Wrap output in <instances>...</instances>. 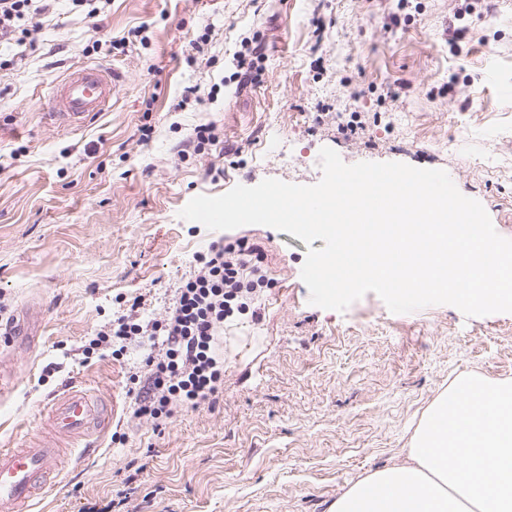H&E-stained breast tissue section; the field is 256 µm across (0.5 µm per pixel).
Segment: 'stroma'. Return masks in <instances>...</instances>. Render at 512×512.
I'll list each match as a JSON object with an SVG mask.
<instances>
[{
    "mask_svg": "<svg viewBox=\"0 0 512 512\" xmlns=\"http://www.w3.org/2000/svg\"><path fill=\"white\" fill-rule=\"evenodd\" d=\"M257 43L266 58L247 78L233 57ZM86 65L117 70L111 107L76 129L49 122L42 96ZM188 86L199 93L186 100ZM320 103L330 113L318 124ZM354 112L365 133L338 131L337 115ZM206 123L218 142L182 156V139ZM324 147L349 165L444 170L512 239V8L111 0L90 18L57 0L24 58L0 71V369L14 375L0 448L27 445L44 401L67 384L116 405L99 448L69 449L35 512H103L120 490V512H327L366 474L405 462L456 377L512 380V313L395 314L371 292L323 309L301 279L323 240L260 225L219 233L180 216L193 197L238 184H316ZM220 238L258 244L265 282L218 337V400L162 425L136 416L148 342L116 355L95 339L132 308L163 318ZM24 312L33 348L13 334Z\"/></svg>",
    "mask_w": 512,
    "mask_h": 512,
    "instance_id": "1",
    "label": "stroma"
}]
</instances>
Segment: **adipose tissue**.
<instances>
[{"label":"adipose tissue","mask_w":512,"mask_h":512,"mask_svg":"<svg viewBox=\"0 0 512 512\" xmlns=\"http://www.w3.org/2000/svg\"><path fill=\"white\" fill-rule=\"evenodd\" d=\"M329 512H512V383L455 379L423 416L407 462L360 479Z\"/></svg>","instance_id":"1"}]
</instances>
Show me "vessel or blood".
I'll return each instance as SVG.
<instances>
[{"mask_svg": "<svg viewBox=\"0 0 512 512\" xmlns=\"http://www.w3.org/2000/svg\"><path fill=\"white\" fill-rule=\"evenodd\" d=\"M115 75L97 67H83L52 85L44 112L48 120L71 127L105 111L112 99ZM106 423L101 400L78 386L66 388L48 406L47 435L24 448L0 450V512H30L40 489L52 484L68 443L93 447Z\"/></svg>", "mask_w": 512, "mask_h": 512, "instance_id": "1", "label": "vessel or blood"}]
</instances>
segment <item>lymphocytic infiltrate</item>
I'll return each mask as SVG.
<instances>
[{"instance_id": "obj_1", "label": "lymphocytic infiltrate", "mask_w": 512, "mask_h": 512, "mask_svg": "<svg viewBox=\"0 0 512 512\" xmlns=\"http://www.w3.org/2000/svg\"><path fill=\"white\" fill-rule=\"evenodd\" d=\"M55 0H0V43L24 42L42 26ZM257 244L216 241L198 267L179 286L163 320L140 323L136 314H122L103 335L120 343L139 335L159 345L150 358L151 373L136 398V414L152 419L171 417L176 409L196 408L214 397L224 376L217 352L218 333L226 318L242 308L261 280Z\"/></svg>"}]
</instances>
